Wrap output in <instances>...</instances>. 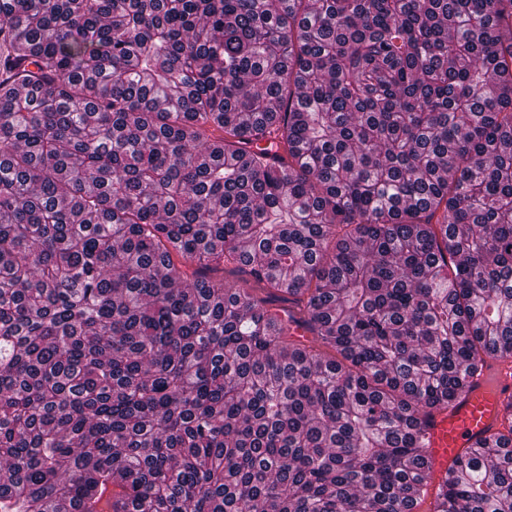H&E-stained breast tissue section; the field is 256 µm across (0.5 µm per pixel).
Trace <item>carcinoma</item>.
<instances>
[{
	"mask_svg": "<svg viewBox=\"0 0 512 512\" xmlns=\"http://www.w3.org/2000/svg\"><path fill=\"white\" fill-rule=\"evenodd\" d=\"M490 354L512 0H0V512H512ZM512 400V358L490 355L480 374L448 404L423 420L428 440V460L433 470L444 473L467 448L478 442L497 448L503 429V409Z\"/></svg>",
	"mask_w": 512,
	"mask_h": 512,
	"instance_id": "1",
	"label": "carcinoma"
}]
</instances>
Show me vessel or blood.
Listing matches in <instances>:
<instances>
[{
    "mask_svg": "<svg viewBox=\"0 0 512 512\" xmlns=\"http://www.w3.org/2000/svg\"><path fill=\"white\" fill-rule=\"evenodd\" d=\"M512 402V358L487 356L480 374L448 408L424 419L428 460L436 473H444L467 448L484 443L493 448L503 430V409Z\"/></svg>",
    "mask_w": 512,
    "mask_h": 512,
    "instance_id": "vessel-or-blood-1",
    "label": "vessel or blood"
}]
</instances>
